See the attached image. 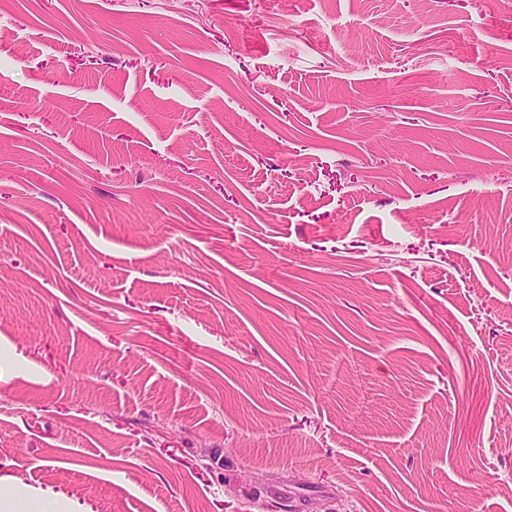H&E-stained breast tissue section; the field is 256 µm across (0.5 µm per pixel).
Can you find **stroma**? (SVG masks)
Wrapping results in <instances>:
<instances>
[{
    "label": "stroma",
    "instance_id": "obj_1",
    "mask_svg": "<svg viewBox=\"0 0 512 512\" xmlns=\"http://www.w3.org/2000/svg\"><path fill=\"white\" fill-rule=\"evenodd\" d=\"M0 491L512 512V0H0Z\"/></svg>",
    "mask_w": 512,
    "mask_h": 512
}]
</instances>
